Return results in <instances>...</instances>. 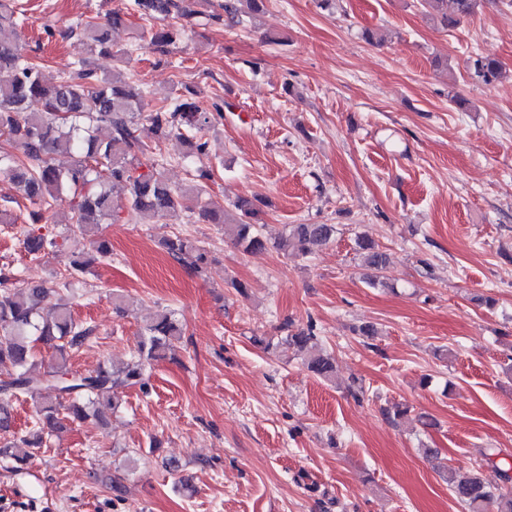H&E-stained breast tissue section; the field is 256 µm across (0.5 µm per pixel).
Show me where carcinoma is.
Listing matches in <instances>:
<instances>
[{
	"label": "carcinoma",
	"mask_w": 512,
	"mask_h": 512,
	"mask_svg": "<svg viewBox=\"0 0 512 512\" xmlns=\"http://www.w3.org/2000/svg\"><path fill=\"white\" fill-rule=\"evenodd\" d=\"M268 0H224L219 10L202 15L187 0H133L132 9L146 24L135 40L165 56L169 46L188 29L207 23L242 24L265 12ZM426 16L447 28L483 6V0H422ZM10 0H0V172L7 173L19 190L35 205L29 213L32 224L44 220L45 211L60 198L69 203L64 215L67 234L58 237L29 233L23 240L26 252L37 259L55 252L76 237L92 239L101 256L110 254L106 241L97 237L99 225L108 220H168L182 211H198L208 224H218L224 236L245 253L269 247L288 256L305 258L335 237L334 224H290L277 239L268 242L257 224L260 206L250 198L236 200L233 208H214L202 202V186L174 188L164 176L155 148L141 139L139 120L159 143L173 134L187 147L186 156L201 158L208 153V141L182 130L200 131L215 117L223 116L224 104H212L208 111L179 95L169 106L148 107L141 84L129 82L114 70L101 73L93 56L123 58L129 50L113 49L109 29L126 24V13L112 11L105 23L79 22L62 32L87 42L89 56L73 63L59 81L49 85L42 66L25 55L13 22ZM175 19L176 26L158 27L157 20ZM472 78L487 87L501 83L504 74L494 58L473 60ZM122 187L126 195L119 201L113 189ZM163 247L180 264L200 271L208 256L186 236L174 234L162 241ZM356 252L371 271L368 284L389 288L384 276L389 256L372 239L359 236ZM49 289L38 282H24L0 293V456L28 463L32 455L16 454L25 445L41 448L44 435L62 428L58 415L67 411L73 421L94 418L103 423L105 411L120 405V391L138 385L147 387V366L175 353L182 328L174 312H161L140 333L137 356L123 368L105 364L89 373H79L69 364L70 351L82 346L94 333L90 325L77 322L66 302L44 306ZM282 341L305 354L307 369L331 381L336 375L335 359L324 348L313 327L288 330ZM54 349L56 360L39 371L34 364L35 344ZM32 400L43 416L48 432L37 430L23 438L11 431L10 400ZM448 486L466 512H512V476L498 472L499 481L489 480L481 469L459 474L446 469Z\"/></svg>",
	"instance_id": "carcinoma-1"
}]
</instances>
